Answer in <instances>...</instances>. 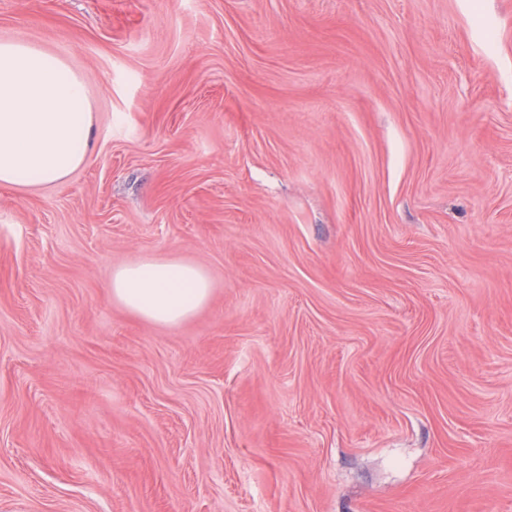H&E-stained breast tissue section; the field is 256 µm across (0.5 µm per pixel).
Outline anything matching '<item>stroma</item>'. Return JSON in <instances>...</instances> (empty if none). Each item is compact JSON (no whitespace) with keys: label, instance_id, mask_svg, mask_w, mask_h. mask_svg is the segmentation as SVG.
<instances>
[{"label":"stroma","instance_id":"1","mask_svg":"<svg viewBox=\"0 0 512 512\" xmlns=\"http://www.w3.org/2000/svg\"><path fill=\"white\" fill-rule=\"evenodd\" d=\"M93 149L0 186V512H512V0H0ZM143 257L209 303L109 296ZM109 293L128 311L156 325L180 324L204 307L211 285L201 268L168 258L133 261L112 271Z\"/></svg>","mask_w":512,"mask_h":512}]
</instances>
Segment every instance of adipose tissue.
<instances>
[{"mask_svg": "<svg viewBox=\"0 0 512 512\" xmlns=\"http://www.w3.org/2000/svg\"><path fill=\"white\" fill-rule=\"evenodd\" d=\"M93 140L86 76L22 41L0 43V185L56 184L86 161ZM109 293L156 325L180 324L204 307L211 285L201 268L146 258L113 270Z\"/></svg>", "mask_w": 512, "mask_h": 512, "instance_id": "ef3b65f1", "label": "adipose tissue"}]
</instances>
